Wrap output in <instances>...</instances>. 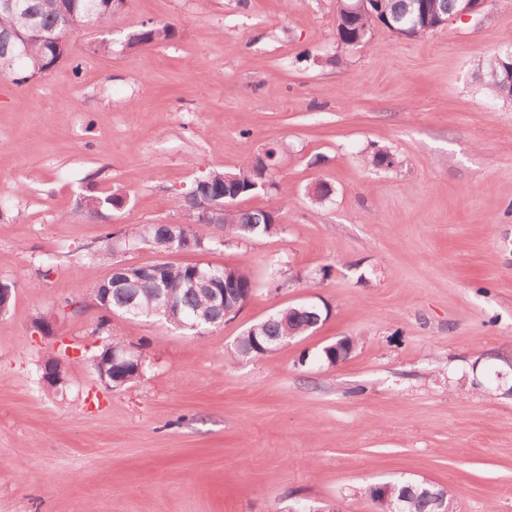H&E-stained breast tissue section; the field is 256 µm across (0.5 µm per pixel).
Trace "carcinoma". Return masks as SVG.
<instances>
[{
	"label": "carcinoma",
	"mask_w": 512,
	"mask_h": 512,
	"mask_svg": "<svg viewBox=\"0 0 512 512\" xmlns=\"http://www.w3.org/2000/svg\"><path fill=\"white\" fill-rule=\"evenodd\" d=\"M411 0H375L370 10L375 14L392 18L404 15ZM426 11L431 19L451 16L456 11L457 0H426ZM27 14L0 13V61L13 59L16 54L15 36L25 42V53L14 59L12 67L0 73H15V82H26V76H42L53 71L67 58L66 37L79 31L82 27L107 29L112 19L119 14L112 0H26ZM372 26L371 19L364 17L346 22L336 28L337 44L343 48L353 47V42L360 36H367ZM176 35V28L169 22H155L143 26L132 34L128 45L132 48L162 43ZM482 84L491 96L505 100L512 93L506 90L497 77L491 74L487 65H482ZM262 162L248 158L237 170H211L206 173L209 194L215 198L239 196L244 198L249 190L250 180L257 179ZM125 196L113 190L103 197L88 200L89 211L99 214L103 209L122 207ZM282 209L255 208L230 209L224 211L223 228L230 234L242 239L257 238L279 230ZM124 236L132 241L150 243L161 252L176 249L172 237L153 224H130ZM202 269L224 282V276L231 277L229 291L247 296L254 289L249 274L237 267L226 268L210 263H187L172 265L155 263L151 265L152 276L143 279L136 288H110L108 308L113 314L128 319H155L167 322L166 310L161 308V297L170 296L173 305L184 314L198 313L212 317V326L224 321L222 311L211 302L208 292L199 288H185L184 282L195 272ZM329 316V308L315 302H301L269 314L262 321L248 327L237 340L233 355L241 357H263L275 352L283 343L288 333L297 336L315 331ZM135 368L112 367V387H124L134 380ZM405 512H438V505L429 495L422 491L409 494L405 502Z\"/></svg>",
	"instance_id": "obj_1"
}]
</instances>
